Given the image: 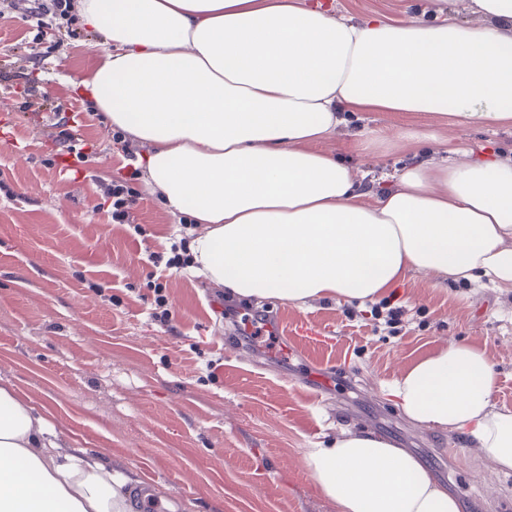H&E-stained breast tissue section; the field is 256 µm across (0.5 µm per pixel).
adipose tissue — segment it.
<instances>
[{"mask_svg":"<svg viewBox=\"0 0 512 512\" xmlns=\"http://www.w3.org/2000/svg\"><path fill=\"white\" fill-rule=\"evenodd\" d=\"M344 19L304 0H78L102 37L84 95L139 143L145 177L192 218L196 274L241 298L376 302L414 272L512 288V158L422 161L366 190L318 150L343 114L512 124V0H468L484 18ZM484 354L456 342L393 387L404 415L470 429L512 471V411L491 400ZM44 414L0 386V512H129L101 455L55 447ZM338 512H460L414 455L369 432L310 449Z\"/></svg>","mask_w":512,"mask_h":512,"instance_id":"1","label":"adipose tissue"}]
</instances>
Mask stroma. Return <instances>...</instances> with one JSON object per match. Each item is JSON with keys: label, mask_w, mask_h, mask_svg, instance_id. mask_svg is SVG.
<instances>
[{"label": "stroma", "mask_w": 512, "mask_h": 512, "mask_svg": "<svg viewBox=\"0 0 512 512\" xmlns=\"http://www.w3.org/2000/svg\"><path fill=\"white\" fill-rule=\"evenodd\" d=\"M360 20L428 18V0H328ZM28 0L0 10V385L48 413L59 440L133 471L175 512H336L312 479L308 449L367 431L418 457L461 512H512V474L494 471L464 431L408 420L391 391L401 371L448 344L482 351L492 401L512 410V289L436 284L414 273L387 292L405 320L377 325L371 305L332 298L304 306L226 295L181 268L147 260L187 237L143 180L134 225L112 221L103 195L123 153L78 85L99 58L83 30L52 53L26 22ZM78 115L91 178L61 173L56 107ZM425 140L404 139L406 130ZM385 147L367 150L362 135ZM379 189L383 174L449 149L512 156V125L447 116H347L321 144ZM163 295L170 326L149 313ZM279 317L281 364L240 339L223 305Z\"/></svg>", "instance_id": "obj_1"}]
</instances>
